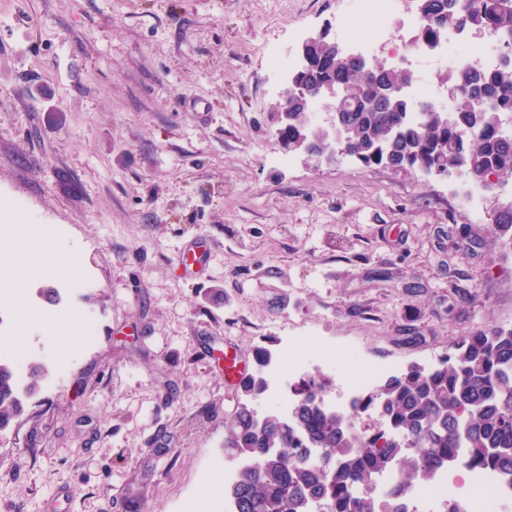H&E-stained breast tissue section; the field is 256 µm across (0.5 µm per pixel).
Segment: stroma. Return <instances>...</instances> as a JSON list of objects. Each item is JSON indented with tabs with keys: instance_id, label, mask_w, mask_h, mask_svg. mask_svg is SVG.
<instances>
[{
	"instance_id": "1",
	"label": "stroma",
	"mask_w": 512,
	"mask_h": 512,
	"mask_svg": "<svg viewBox=\"0 0 512 512\" xmlns=\"http://www.w3.org/2000/svg\"><path fill=\"white\" fill-rule=\"evenodd\" d=\"M353 0H0V219L54 227L78 278H30L25 332L39 394L0 434V512L210 507L242 393L225 346L287 367L323 351L341 380L428 365L476 328L512 326V254L491 248L445 180L344 160L286 166L270 53L342 26ZM215 245L203 277L176 261ZM56 288L48 303L40 291ZM91 320L77 339L43 316ZM231 349L224 350V382L239 384L247 375V367L240 360L237 352Z\"/></svg>"
}]
</instances>
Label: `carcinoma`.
Wrapping results in <instances>:
<instances>
[{
  "label": "carcinoma",
  "instance_id": "carcinoma-1",
  "mask_svg": "<svg viewBox=\"0 0 512 512\" xmlns=\"http://www.w3.org/2000/svg\"><path fill=\"white\" fill-rule=\"evenodd\" d=\"M428 23L415 42L439 46L438 31L491 29L512 49V0H418ZM308 62L288 74L298 85L321 83L340 90L344 130L341 147L366 166L422 172L460 181L485 194L512 183V55L488 70L460 69L442 77L451 103L417 102L406 67L374 68L345 58L325 32L304 48ZM486 106L474 110L473 100ZM311 106L288 104V141L308 134ZM493 247L512 251V203L492 214ZM23 387L15 365L0 360V432L40 386L29 372ZM334 379L315 374L299 394L290 417L257 416L242 405L226 427L224 455L243 459L224 488L232 512H408L405 495L449 469L491 474L512 489V327L493 326L456 339L436 366L410 365L382 382L356 408L382 413L384 430L368 436L324 408ZM267 390L251 375L241 391L257 400ZM396 472L398 483L377 489V479Z\"/></svg>",
  "mask_w": 512,
  "mask_h": 512
}]
</instances>
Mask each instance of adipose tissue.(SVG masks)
Instances as JSON below:
<instances>
[{
	"label": "adipose tissue",
	"mask_w": 512,
	"mask_h": 512,
	"mask_svg": "<svg viewBox=\"0 0 512 512\" xmlns=\"http://www.w3.org/2000/svg\"><path fill=\"white\" fill-rule=\"evenodd\" d=\"M6 248L23 277L62 275L75 278L79 275L78 259L63 251L50 226L16 223Z\"/></svg>",
	"instance_id": "obj_1"
}]
</instances>
